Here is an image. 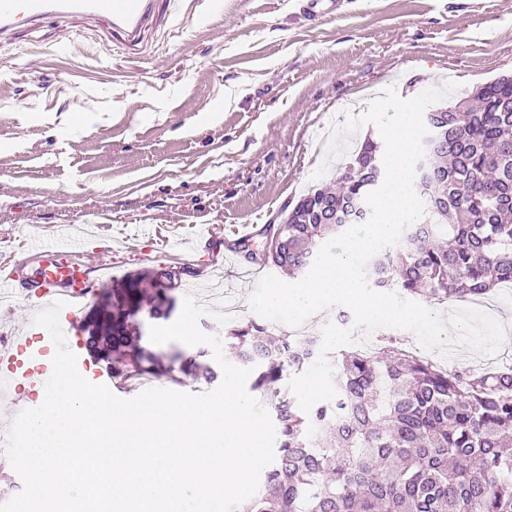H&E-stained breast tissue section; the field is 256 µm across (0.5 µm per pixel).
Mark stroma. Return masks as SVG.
<instances>
[{"label":"stroma","mask_w":512,"mask_h":512,"mask_svg":"<svg viewBox=\"0 0 512 512\" xmlns=\"http://www.w3.org/2000/svg\"><path fill=\"white\" fill-rule=\"evenodd\" d=\"M510 74L512 0H344L319 21L298 0H195L138 54L46 22L0 48V263L31 268L34 240L90 236L97 290L177 268L183 304L237 225L261 243L321 163L335 180L321 123L390 87L409 99L454 81L460 99ZM32 287L0 306V334L25 329Z\"/></svg>","instance_id":"1"}]
</instances>
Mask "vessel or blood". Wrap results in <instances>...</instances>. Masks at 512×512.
<instances>
[{"label":"vessel or blood","instance_id":"1","mask_svg":"<svg viewBox=\"0 0 512 512\" xmlns=\"http://www.w3.org/2000/svg\"><path fill=\"white\" fill-rule=\"evenodd\" d=\"M164 3L166 8L161 11L156 0H0V46L16 39L22 31L51 20L72 23L80 32L115 41L118 48L134 51L158 22L187 12L185 0ZM87 245V240L81 239L37 247L34 282L42 307H49L58 299L66 300L69 319H76L93 288L78 262ZM30 345L28 337L20 336L14 346L0 347V379H20L41 389L50 373L29 367L24 354Z\"/></svg>","mask_w":512,"mask_h":512}]
</instances>
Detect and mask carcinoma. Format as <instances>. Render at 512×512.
I'll return each instance as SVG.
<instances>
[{"label": "carcinoma", "mask_w": 512, "mask_h": 512, "mask_svg": "<svg viewBox=\"0 0 512 512\" xmlns=\"http://www.w3.org/2000/svg\"><path fill=\"white\" fill-rule=\"evenodd\" d=\"M427 112L433 148L415 177L423 216L406 247L374 257L377 284L443 303L487 295L512 282V77L500 76L473 99ZM268 224L261 248L240 241L249 262L289 275L304 272L321 246L370 212L366 196L383 183L381 144L368 135L337 178ZM100 312L85 318L88 346L112 360V377L167 376L173 367L211 382L210 364L143 346L135 313L166 320L169 289L101 292ZM235 357L255 368L252 388L269 397L276 418L274 462L259 490L235 512H512V369L448 373L396 343L375 351L331 352L337 395L304 413L281 393L284 376L319 355L316 336L274 339L254 322L225 334Z\"/></svg>", "instance_id": "cac0c4a2"}]
</instances>
